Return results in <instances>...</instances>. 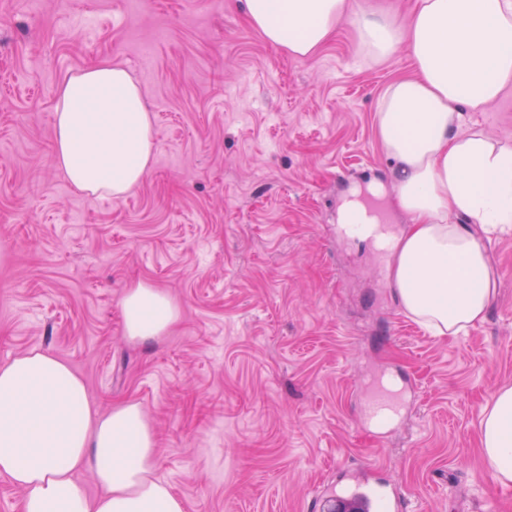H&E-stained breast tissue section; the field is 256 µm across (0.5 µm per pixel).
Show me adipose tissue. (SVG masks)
I'll return each instance as SVG.
<instances>
[{"label":"adipose tissue","instance_id":"obj_1","mask_svg":"<svg viewBox=\"0 0 512 512\" xmlns=\"http://www.w3.org/2000/svg\"><path fill=\"white\" fill-rule=\"evenodd\" d=\"M272 46L314 56L347 14L348 0H245ZM361 61L405 47L412 76L393 82L376 116L395 164L393 201L410 222L392 236L390 272L407 315L434 336L481 322L495 293L485 237L512 233V147L468 127L512 88V0H417L406 25L368 8L356 19ZM53 139L59 169L93 197L123 198L151 169L152 117L120 66L101 64L59 88ZM124 334L150 341L180 310L149 284L120 303ZM481 452L498 484L512 486V385L481 410ZM156 437L139 403L101 410L80 375L33 349L0 365V474L25 491L22 512H185L155 473ZM101 492L89 497L80 473Z\"/></svg>","mask_w":512,"mask_h":512}]
</instances>
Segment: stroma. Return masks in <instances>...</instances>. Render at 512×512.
Instances as JSON below:
<instances>
[{
    "mask_svg": "<svg viewBox=\"0 0 512 512\" xmlns=\"http://www.w3.org/2000/svg\"><path fill=\"white\" fill-rule=\"evenodd\" d=\"M355 50L348 17L288 56L242 0H0V364L48 350L102 407L141 403L185 512H313L371 467L412 512H512L478 445L481 406L512 385V235L488 247L496 291L467 334L405 314L387 253L339 218L373 184L380 222H409L375 120L411 68ZM104 61L153 115L152 168L120 200L87 198L53 145L60 85ZM472 120L512 146V90ZM140 281L180 308L149 343L119 310ZM390 382L391 419L366 418Z\"/></svg>",
    "mask_w": 512,
    "mask_h": 512,
    "instance_id": "stroma-1",
    "label": "stroma"
}]
</instances>
